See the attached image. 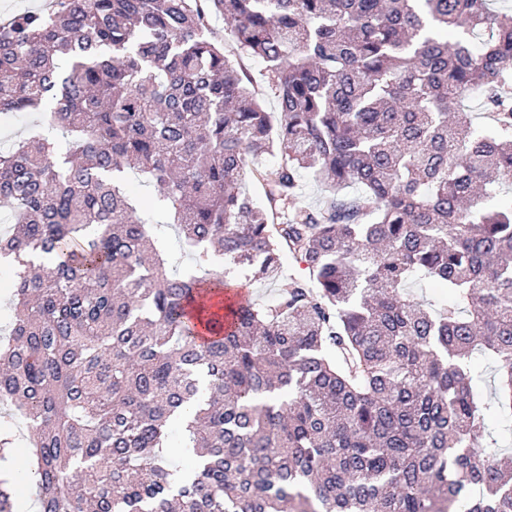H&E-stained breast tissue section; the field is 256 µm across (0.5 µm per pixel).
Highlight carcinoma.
Wrapping results in <instances>:
<instances>
[{
    "mask_svg": "<svg viewBox=\"0 0 512 512\" xmlns=\"http://www.w3.org/2000/svg\"><path fill=\"white\" fill-rule=\"evenodd\" d=\"M211 12L265 64L278 111L207 36ZM45 107L66 152L38 131L0 150V257L20 264L0 404L30 422L17 485L35 481L40 512H512V451L487 441L491 415L512 421V207L495 205L512 13L54 0L0 29V115ZM264 155L262 206L245 163ZM129 171L157 195L136 202ZM307 172L316 208L299 205ZM157 215L224 271L171 274ZM284 251L308 278L226 304L276 280ZM238 267L252 277L227 279ZM423 281L450 302L415 300ZM171 424L187 470L168 463Z\"/></svg>",
    "mask_w": 512,
    "mask_h": 512,
    "instance_id": "cac0c4a2",
    "label": "carcinoma"
}]
</instances>
